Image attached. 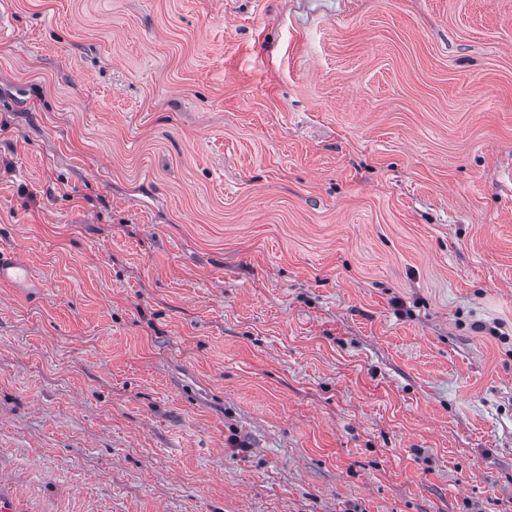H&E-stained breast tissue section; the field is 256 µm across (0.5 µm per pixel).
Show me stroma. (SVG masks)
Instances as JSON below:
<instances>
[{
	"label": "stroma",
	"mask_w": 512,
	"mask_h": 512,
	"mask_svg": "<svg viewBox=\"0 0 512 512\" xmlns=\"http://www.w3.org/2000/svg\"><path fill=\"white\" fill-rule=\"evenodd\" d=\"M18 512H512V0H7ZM0 283L7 284L13 288H28L36 283L29 267L21 261L14 253L0 249Z\"/></svg>",
	"instance_id": "obj_1"
}]
</instances>
